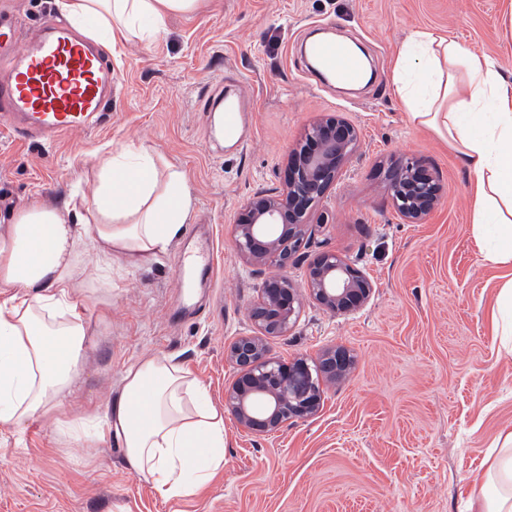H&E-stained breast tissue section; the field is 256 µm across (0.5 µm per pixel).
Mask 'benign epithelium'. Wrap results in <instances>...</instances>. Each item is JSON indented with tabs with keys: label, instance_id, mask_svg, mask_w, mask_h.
<instances>
[{
	"label": "benign epithelium",
	"instance_id": "1",
	"mask_svg": "<svg viewBox=\"0 0 512 512\" xmlns=\"http://www.w3.org/2000/svg\"><path fill=\"white\" fill-rule=\"evenodd\" d=\"M358 148L357 130L346 119L336 116L313 123L289 155L282 191L255 194L235 224V246L263 281L259 298L248 309L255 332L238 337L227 352L237 378L225 404L252 433H271L294 417L315 414L321 384L336 381L352 368L350 354L342 347L328 350L312 366L302 359L286 365L269 356L265 337L285 336L296 323L301 294L288 279V266L312 234L313 211ZM386 181L393 209L408 224L421 223L439 203V180L418 159L391 162ZM307 288L322 309L346 314L368 301L373 285L359 269L326 251L310 265Z\"/></svg>",
	"mask_w": 512,
	"mask_h": 512
}]
</instances>
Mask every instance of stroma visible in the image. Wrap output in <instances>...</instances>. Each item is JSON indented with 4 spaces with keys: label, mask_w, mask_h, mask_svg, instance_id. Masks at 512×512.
<instances>
[{
    "label": "stroma",
    "mask_w": 512,
    "mask_h": 512,
    "mask_svg": "<svg viewBox=\"0 0 512 512\" xmlns=\"http://www.w3.org/2000/svg\"><path fill=\"white\" fill-rule=\"evenodd\" d=\"M416 30L498 59L512 80V0H199L150 44L118 42L101 126L52 142L0 136V220L57 203L76 182L92 191L97 154L135 143L185 174L188 222L216 241V268L190 296L176 268L188 237L138 270L113 262L105 304L84 310L93 334L67 413L105 414L124 369L151 356L180 361L223 407L236 378L226 352L251 333L262 282L234 248L237 215L249 197L281 190L291 150L329 116L356 127L360 149L288 275L304 288L310 262L333 251L374 286L346 315L304 301L293 330L268 337L282 362L341 347L353 369L325 388L317 414L275 433L225 414L224 469L196 495L164 499L116 441L68 445L38 420L0 429V512H466L490 446L512 431V356L492 316L504 271L473 235L471 173L434 130L410 123L395 92ZM322 32L360 45L371 79L344 89L309 71L301 48ZM222 85L251 106L237 143L206 136V94ZM400 156L443 187L420 224L403 223L387 195L385 167Z\"/></svg>",
    "instance_id": "35a3bbf8"
}]
</instances>
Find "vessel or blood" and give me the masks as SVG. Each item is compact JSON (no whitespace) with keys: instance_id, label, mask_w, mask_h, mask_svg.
Returning a JSON list of instances; mask_svg holds the SVG:
<instances>
[{"instance_id":"b4317fda","label":"vessel or blood","mask_w":512,"mask_h":512,"mask_svg":"<svg viewBox=\"0 0 512 512\" xmlns=\"http://www.w3.org/2000/svg\"><path fill=\"white\" fill-rule=\"evenodd\" d=\"M319 65L354 79L361 68L340 42L312 48ZM111 60L85 35L61 20H43L22 32L0 7V130L19 142L59 137L97 126L112 97ZM214 245L205 240L195 258L181 256L179 271L214 267Z\"/></svg>"}]
</instances>
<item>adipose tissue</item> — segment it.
Listing matches in <instances>:
<instances>
[{
	"mask_svg": "<svg viewBox=\"0 0 512 512\" xmlns=\"http://www.w3.org/2000/svg\"><path fill=\"white\" fill-rule=\"evenodd\" d=\"M197 0H57L75 26L109 45L152 41L175 13ZM396 92L411 122L433 128L473 175V233L485 262L505 267L495 315L512 354V82L500 63L433 32H413ZM92 197L63 206L32 205L0 224V428L50 418L73 441L120 442L137 476L166 498L197 494L224 468V417L206 388L181 364L152 356L129 365L104 418L72 417L92 334L83 309L94 300L79 260L90 246L103 279L112 263L139 268L166 254L183 233L189 187L183 172L161 166L144 146L100 154ZM485 481L468 512H512V432L498 438Z\"/></svg>",
	"mask_w": 512,
	"mask_h": 512,
	"instance_id": "obj_1",
	"label": "adipose tissue"
}]
</instances>
